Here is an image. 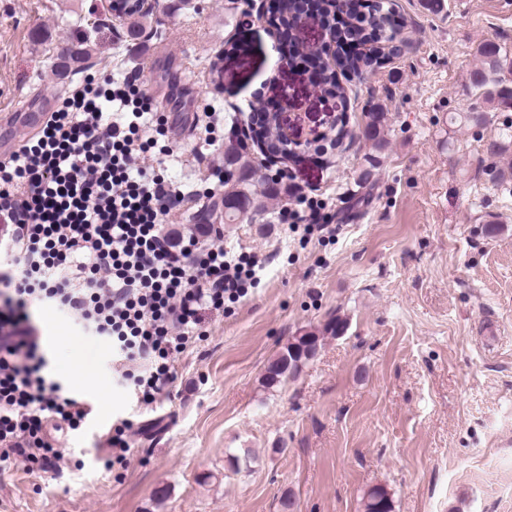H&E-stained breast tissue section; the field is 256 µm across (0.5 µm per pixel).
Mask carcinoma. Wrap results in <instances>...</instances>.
<instances>
[{"label": "carcinoma", "instance_id": "obj_1", "mask_svg": "<svg viewBox=\"0 0 512 512\" xmlns=\"http://www.w3.org/2000/svg\"><path fill=\"white\" fill-rule=\"evenodd\" d=\"M329 0H278L279 21L284 28L290 27V18L296 14L310 11L321 14ZM339 8L351 14L352 23L346 31L350 38H368L381 44L379 53L363 57H343L336 60V68H329L319 56L312 55L311 65L321 70L325 91L342 96L343 88L337 79L341 71L357 78L375 71L391 57L400 55V48L388 49V43L395 40L393 30L387 27V20L394 14V4L390 0H376V8L367 16L356 14V0H341ZM152 19V10L137 9L126 14L125 35L132 40L141 38L148 20ZM479 63L470 73L472 87L480 92L482 102L494 109L512 107V52L505 46L487 41L476 48ZM90 58L89 49L81 42L74 46L63 42L55 56L56 73L78 71ZM384 111L368 113V121L363 131L365 140L375 147L385 145L384 131L387 123ZM239 120H232L229 132L234 134L230 145L224 151V195L210 197L192 215L193 230L200 236H208L213 224H241L266 219L269 214L267 200L278 199L288 194V187L266 176H256V169L244 152L239 136L235 135ZM512 150V125L500 129L488 142L487 152L492 156H501ZM346 328L340 319L327 322L321 333L309 332L297 336L288 343L277 356L269 362L265 370V383L269 387L281 383L283 378L299 371L301 366L316 356L320 335L339 336ZM363 512H393L390 493L382 486L369 489L362 499Z\"/></svg>", "mask_w": 512, "mask_h": 512}]
</instances>
